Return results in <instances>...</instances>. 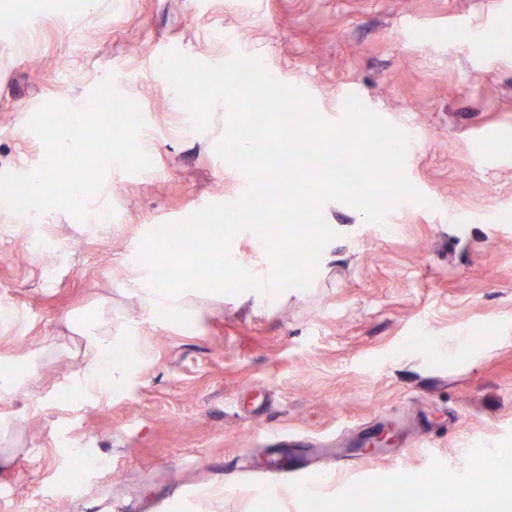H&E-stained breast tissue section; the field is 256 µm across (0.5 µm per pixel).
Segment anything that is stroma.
Segmentation results:
<instances>
[{"label":"stroma","instance_id":"1","mask_svg":"<svg viewBox=\"0 0 512 512\" xmlns=\"http://www.w3.org/2000/svg\"><path fill=\"white\" fill-rule=\"evenodd\" d=\"M26 27H0V172L37 168L45 149L25 125L49 100L84 106L105 79L133 99L152 133V166L107 171L81 222L0 207V365L38 375L0 418V512H253L259 484L216 502L242 455L264 467V438L292 467L324 466L311 497L281 512H345L348 488L382 490L377 512L411 476L447 488L420 512H501L512 485V10L485 0H27ZM232 33L215 42L214 28ZM217 64L260 57L340 120L348 94L405 131V173L425 204L404 200L383 223L327 203L337 237L308 289L276 306L192 291L183 327L145 317L126 288L143 228L180 221L197 199L240 192L219 158L224 106L195 133L157 66L170 50ZM49 237L50 245L32 242ZM109 309L112 331L142 359L117 387L79 391L93 359L81 324ZM386 432L388 458L333 472L335 449ZM98 467L82 494L60 476L72 449ZM495 483L473 492L477 469Z\"/></svg>","mask_w":512,"mask_h":512}]
</instances>
